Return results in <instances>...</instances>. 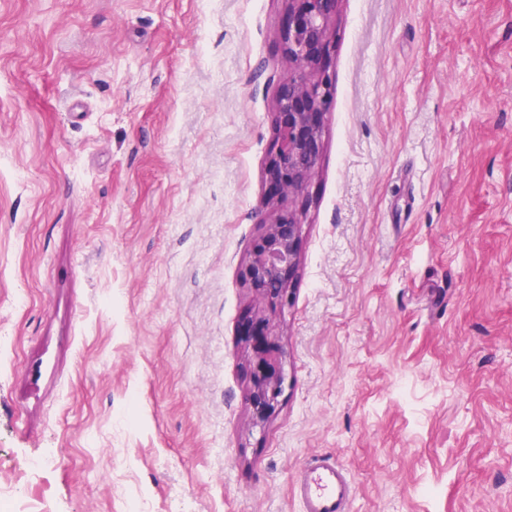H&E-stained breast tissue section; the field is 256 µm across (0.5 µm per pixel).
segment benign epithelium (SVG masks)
<instances>
[{"label": "benign epithelium", "mask_w": 512, "mask_h": 512, "mask_svg": "<svg viewBox=\"0 0 512 512\" xmlns=\"http://www.w3.org/2000/svg\"><path fill=\"white\" fill-rule=\"evenodd\" d=\"M292 8L282 33V45L295 76L283 85L274 112L276 148L266 165L265 175L275 199H297L315 173L321 151V117L335 91L327 73L335 47L328 21L336 13L338 0H289ZM302 224L295 211L278 215L265 228L261 243L250 256L244 278L249 288L264 301L283 300L299 264ZM248 400L257 417L271 406L278 380L262 372L252 376Z\"/></svg>", "instance_id": "benign-epithelium-1"}]
</instances>
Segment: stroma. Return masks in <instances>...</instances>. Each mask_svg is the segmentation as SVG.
Returning a JSON list of instances; mask_svg holds the SVG:
<instances>
[{"label":"stroma","instance_id":"1","mask_svg":"<svg viewBox=\"0 0 512 512\" xmlns=\"http://www.w3.org/2000/svg\"><path fill=\"white\" fill-rule=\"evenodd\" d=\"M288 0H0V480L47 512H512V0H339L248 401ZM28 302L14 303L17 293ZM301 230L296 212L289 209L267 224L244 269L245 281L258 298L283 300L298 268ZM272 374L262 373L259 370L252 376L253 390L249 391L248 400L258 418H263L266 410L271 406L278 389V380ZM293 494L302 502L303 512H351L356 488L343 466L316 457L300 470Z\"/></svg>","mask_w":512,"mask_h":512}]
</instances>
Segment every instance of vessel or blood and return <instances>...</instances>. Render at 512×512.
Wrapping results in <instances>:
<instances>
[{
  "label": "vessel or blood",
  "instance_id": "vessel-or-blood-1",
  "mask_svg": "<svg viewBox=\"0 0 512 512\" xmlns=\"http://www.w3.org/2000/svg\"><path fill=\"white\" fill-rule=\"evenodd\" d=\"M293 494L302 502L304 512H351L356 488L343 466L316 457L300 470Z\"/></svg>",
  "mask_w": 512,
  "mask_h": 512
}]
</instances>
